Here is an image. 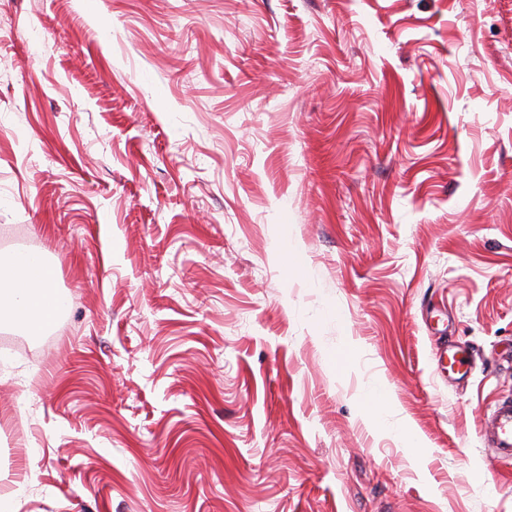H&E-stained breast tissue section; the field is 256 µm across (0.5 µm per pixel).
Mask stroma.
I'll return each mask as SVG.
<instances>
[{
    "instance_id": "obj_1",
    "label": "stroma",
    "mask_w": 512,
    "mask_h": 512,
    "mask_svg": "<svg viewBox=\"0 0 512 512\" xmlns=\"http://www.w3.org/2000/svg\"><path fill=\"white\" fill-rule=\"evenodd\" d=\"M27 251L66 309L0 322L5 512H512L479 433L512 392V0H0ZM434 334L438 335L434 353L442 377L457 383L468 379L474 364L471 350L462 343L448 340L445 332Z\"/></svg>"
}]
</instances>
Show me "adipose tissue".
Wrapping results in <instances>:
<instances>
[{
    "label": "adipose tissue",
    "mask_w": 512,
    "mask_h": 512,
    "mask_svg": "<svg viewBox=\"0 0 512 512\" xmlns=\"http://www.w3.org/2000/svg\"><path fill=\"white\" fill-rule=\"evenodd\" d=\"M61 309L40 255L23 252L0 260V319L33 333Z\"/></svg>",
    "instance_id": "adipose-tissue-1"
}]
</instances>
